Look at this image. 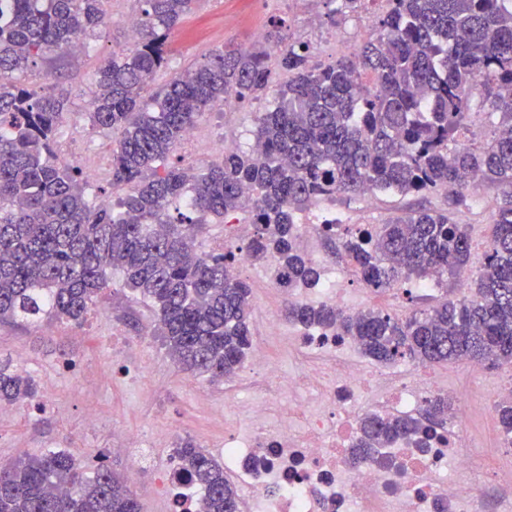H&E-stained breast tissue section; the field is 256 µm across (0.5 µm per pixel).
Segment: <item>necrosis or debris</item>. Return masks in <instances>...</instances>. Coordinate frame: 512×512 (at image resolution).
Returning <instances> with one entry per match:
<instances>
[{
	"mask_svg": "<svg viewBox=\"0 0 512 512\" xmlns=\"http://www.w3.org/2000/svg\"><path fill=\"white\" fill-rule=\"evenodd\" d=\"M292 341L297 368L288 375L255 346L254 395L239 402L245 424L224 437L241 512H481L478 485L455 478L475 467L465 429L471 406L512 401V376L454 393L455 425L436 429L426 447L396 440L356 466L350 450L362 417L420 414L440 386L421 366L367 363L347 336L300 326Z\"/></svg>",
	"mask_w": 512,
	"mask_h": 512,
	"instance_id": "1",
	"label": "necrosis or debris"
}]
</instances>
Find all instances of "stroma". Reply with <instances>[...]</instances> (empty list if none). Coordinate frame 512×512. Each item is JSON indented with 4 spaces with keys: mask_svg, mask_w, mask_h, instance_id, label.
<instances>
[{
    "mask_svg": "<svg viewBox=\"0 0 512 512\" xmlns=\"http://www.w3.org/2000/svg\"><path fill=\"white\" fill-rule=\"evenodd\" d=\"M381 14L380 4L333 22L325 0H198L169 38V67L159 72L158 81L169 79L189 62L202 59L215 49L242 47L263 41L274 22H281L286 38L316 43L323 64L339 56L337 33L350 37L370 36ZM89 49L67 56L54 65L65 74L70 92L69 111L56 136L61 160L83 166L86 156L110 157L112 136L92 129L86 112L94 89V74L113 50L129 46L125 28L110 25L90 38ZM264 102L253 101L219 106L205 115L198 128L209 140L248 146L256 112ZM443 194L400 196L373 194L370 201L341 197L316 205V212L333 211L347 224H382L417 205L441 206ZM153 313L122 288L106 290L97 305L78 326L55 320L42 328L26 323L0 325V364L11 370L25 369L37 383L34 406H19L0 418V459L15 460L64 450L86 466L97 455H105L114 471L128 474L136 449L127 443L113 444L112 431L122 428L138 435L141 446L152 452L153 466L131 488L140 512H166L167 500L157 473L167 454L190 439L216 459L224 457V426L234 413L225 391L235 379L212 384L179 369L164 346L152 334ZM435 374L443 387L460 385L491 387L512 375V367L487 368L467 361L439 364ZM101 413L96 426H88L90 413ZM182 425L170 433L168 421ZM494 410H477L468 431L479 444L473 478L481 483L484 512H497L503 489L488 474L512 457V450L484 444L487 427L497 426Z\"/></svg>",
    "mask_w": 512,
    "mask_h": 512,
    "instance_id": "35a3bbf8",
    "label": "stroma"
}]
</instances>
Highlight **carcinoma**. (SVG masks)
<instances>
[{"instance_id":"1","label":"carcinoma","mask_w":512,"mask_h":512,"mask_svg":"<svg viewBox=\"0 0 512 512\" xmlns=\"http://www.w3.org/2000/svg\"><path fill=\"white\" fill-rule=\"evenodd\" d=\"M108 0H5L0 4V324L43 317L80 323L110 276L155 315L171 360L211 382L234 376L251 346V288L229 273L236 251L273 261L288 288L319 284L296 248L297 214L341 194L437 193L464 202L472 178L495 192L494 231L475 292L397 318L326 303L288 305V318L356 339L371 360L512 364V124L484 144L451 149L478 87L493 112L512 119V8L504 0H383L377 36L359 57L332 64L284 43L216 50L144 92L168 65V40L197 0H137L139 37L99 67L87 118L112 139L110 203L87 193L78 167L57 161L55 135L68 92L49 76L19 77L71 50L110 22ZM272 94L252 143L199 171L173 159L205 113ZM253 225L245 246L212 254L205 224ZM340 247L372 292L412 279L457 275L472 259L469 225L425 207L348 232ZM31 378L0 366V402L34 401ZM450 402L427 400L419 418L365 416L353 460L448 422ZM512 444V404L495 406ZM177 471L201 512H239L224 465L186 440ZM0 512H140L128 480L102 461L87 472L63 451L0 462Z\"/></svg>"}]
</instances>
